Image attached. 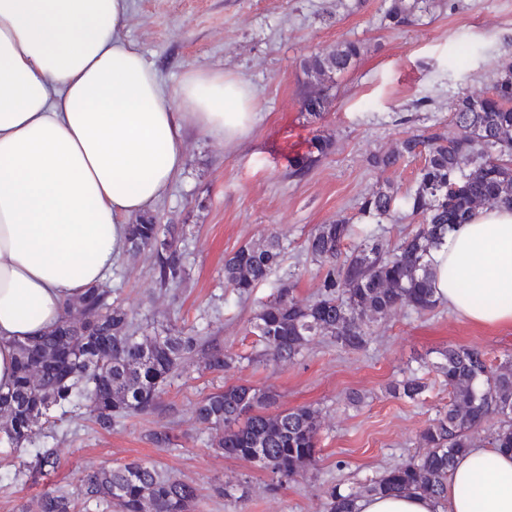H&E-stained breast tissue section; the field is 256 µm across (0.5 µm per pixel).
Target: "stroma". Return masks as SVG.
<instances>
[{
    "mask_svg": "<svg viewBox=\"0 0 512 512\" xmlns=\"http://www.w3.org/2000/svg\"><path fill=\"white\" fill-rule=\"evenodd\" d=\"M385 0H130L126 38L176 87L188 69L221 71L255 93L254 124L235 148L191 131L186 161L153 211L175 225L187 275L160 287L150 252L123 254L105 284L112 299L136 312L151 335L198 331L240 355L223 373L187 355L166 386L159 409L96 429L82 410L58 412L19 456L0 452V512H34L48 490L75 493L82 473L136 460L156 463L171 478L199 487L195 512H325L333 485L363 495L369 481L422 452V430L447 409L448 387L433 364L451 345L512 355V327L487 329L460 319L446 305L418 314L402 308L371 323V341L356 353L338 350L327 334L314 336L295 360L263 354L250 321L277 294L280 282L312 300L320 266L305 240L320 224H361L364 197L415 185L422 158L380 170L374 155L402 137L438 129L455 134L448 105L458 93L493 86L500 62L512 56V0H439L417 21L393 29ZM348 41L366 53L333 78L332 104L317 121L300 109L304 60ZM330 138L328 154L300 179L287 176L288 159L304 153L313 133ZM277 235L281 264L245 296L224 285V258L243 245ZM418 371L426 390L418 401L393 397L391 385ZM247 384L277 396L275 411L308 406L321 422L314 467L278 492L270 475L210 448L212 431L192 413L197 401L224 386ZM168 430V446L150 433ZM56 449L60 464L34 469L38 449Z\"/></svg>",
    "mask_w": 512,
    "mask_h": 512,
    "instance_id": "obj_1",
    "label": "stroma"
}]
</instances>
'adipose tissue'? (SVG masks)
I'll list each match as a JSON object with an SVG mask.
<instances>
[{
    "label": "adipose tissue",
    "mask_w": 512,
    "mask_h": 512,
    "mask_svg": "<svg viewBox=\"0 0 512 512\" xmlns=\"http://www.w3.org/2000/svg\"><path fill=\"white\" fill-rule=\"evenodd\" d=\"M129 0H0V389L14 345L55 327L121 259L196 131L232 147L252 129L243 80L188 70L176 89L123 31ZM435 297L512 327V209L478 208L428 256ZM355 512H512V451L457 457L445 498L365 495Z\"/></svg>",
    "instance_id": "adipose-tissue-1"
}]
</instances>
